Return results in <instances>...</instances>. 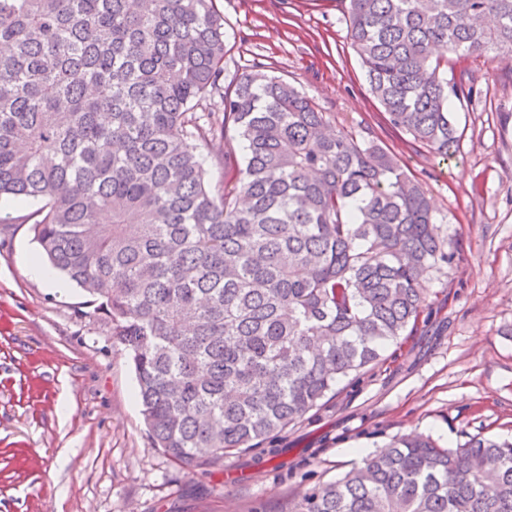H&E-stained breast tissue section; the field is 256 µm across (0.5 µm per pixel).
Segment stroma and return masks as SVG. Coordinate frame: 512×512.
<instances>
[{
	"label": "stroma",
	"instance_id": "1",
	"mask_svg": "<svg viewBox=\"0 0 512 512\" xmlns=\"http://www.w3.org/2000/svg\"><path fill=\"white\" fill-rule=\"evenodd\" d=\"M224 78L262 69L303 90L336 128L375 141L419 181L456 253L430 274L428 323L343 380L272 442L187 473L154 448L124 348L73 283L24 274L40 259L34 204L0 215V512H285L362 453L413 431L445 447L512 437V59L449 61L480 92L450 100L461 137L443 160L391 128L370 96L340 0H215Z\"/></svg>",
	"mask_w": 512,
	"mask_h": 512
}]
</instances>
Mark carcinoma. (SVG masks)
<instances>
[{"instance_id": "obj_1", "label": "carcinoma", "mask_w": 512, "mask_h": 512, "mask_svg": "<svg viewBox=\"0 0 512 512\" xmlns=\"http://www.w3.org/2000/svg\"><path fill=\"white\" fill-rule=\"evenodd\" d=\"M341 2L386 120L453 156L448 102L474 89L434 49L512 55V0ZM224 37L214 0H0V199L41 203L43 254L127 352L154 447L191 473L383 362L429 309L420 280L454 261L392 154L259 69L224 85ZM285 512H512V442L397 436Z\"/></svg>"}]
</instances>
